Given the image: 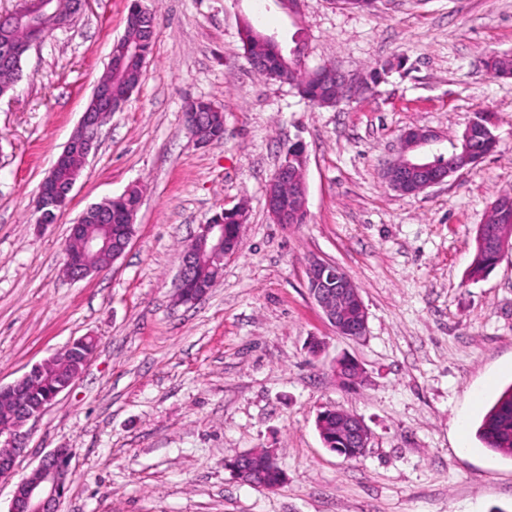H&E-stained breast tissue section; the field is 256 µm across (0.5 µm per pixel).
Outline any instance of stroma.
Listing matches in <instances>:
<instances>
[{
	"label": "stroma",
	"instance_id": "35a3bbf8",
	"mask_svg": "<svg viewBox=\"0 0 512 512\" xmlns=\"http://www.w3.org/2000/svg\"><path fill=\"white\" fill-rule=\"evenodd\" d=\"M157 33L139 88L102 126L57 223L30 200L76 129L125 29L131 0H90L33 46L14 92L0 98V384L72 340L97 337L75 384L29 422V453L0 481L8 512L16 478L53 448L73 449L59 512H512V457L476 431L512 384V248L470 276L479 224L512 188V78L483 61L512 54V0H376L367 12L302 0H141ZM301 43L305 66L381 77L363 98L318 107L254 72L243 20ZM224 108V138L199 146L186 99ZM483 115L494 152L417 195L381 176L401 134L455 144ZM308 163L305 224H277L265 188L290 144ZM139 185L135 234L107 271L63 273L69 227L89 205ZM247 209L239 252L202 300L181 304L173 278L199 225ZM342 267L368 311L365 336L336 335L308 295L305 262ZM358 360L348 389L331 365ZM329 407L360 417L364 456L324 448ZM469 418L468 449L455 420ZM273 449L274 490L225 463Z\"/></svg>",
	"mask_w": 512,
	"mask_h": 512
}]
</instances>
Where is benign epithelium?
I'll use <instances>...</instances> for the list:
<instances>
[{"mask_svg": "<svg viewBox=\"0 0 512 512\" xmlns=\"http://www.w3.org/2000/svg\"><path fill=\"white\" fill-rule=\"evenodd\" d=\"M52 14L49 0H29L25 10L0 14V34L7 36L15 26L24 23L34 15ZM322 86L338 85L346 87L348 97L355 98L369 90L368 79L350 78L338 69L322 71ZM121 104L112 99V82L101 79L96 84L90 101L82 113L78 126L55 162L41 181L35 194L32 207L38 213L40 223L52 224L58 214L71 205V193L79 181L77 172L69 177H60L62 167L70 152L78 148L82 161L96 148L100 135L103 113L116 112ZM440 139L427 132L409 129L401 136V156L383 165L382 177L394 191L404 195H415L428 188L447 182L454 160L441 161L417 152L423 145H435ZM306 151L300 149L297 162L283 161L269 181L265 192L267 212L278 224H289L307 212V182L305 178ZM140 205H135L123 224H106L104 233L92 234L86 230V221L95 212L102 217L108 213L105 204L88 206L77 221L70 225L68 241L77 243L78 254L66 252L65 269L75 281L100 273V269L87 264V259L100 254H109L110 263H115L130 244L133 234L127 228L135 224ZM233 223L216 224L209 222L199 225L192 243L184 251L174 286L179 288L190 282L199 266L201 256L208 258L210 270L220 275L224 259L238 252L243 234L246 213L242 208L225 211ZM306 278L313 283L309 297L324 318L340 336L359 338L366 333L367 311L359 289L347 273L318 257L307 259ZM96 348L90 336L70 342L55 356L31 367L21 378L8 385H0V397L6 398L11 409L8 418L0 424V480L11 476L18 460L28 453L29 421L39 418L56 398L69 389L79 378ZM63 360L66 365L59 369L54 391L47 396H39L31 386L33 378L49 364ZM336 372H345L343 380L350 385L364 378L362 366L348 357L334 361ZM339 433L345 434L363 448L368 447L369 432L361 418L348 414L340 419ZM73 449L54 448L41 457L37 466L14 487L8 512H59V504L66 495L71 476ZM277 465L275 455L270 450L250 451L235 457L229 462V469L238 479L254 472L255 468L272 469Z\"/></svg>", "mask_w": 512, "mask_h": 512, "instance_id": "1", "label": "benign epithelium"}]
</instances>
